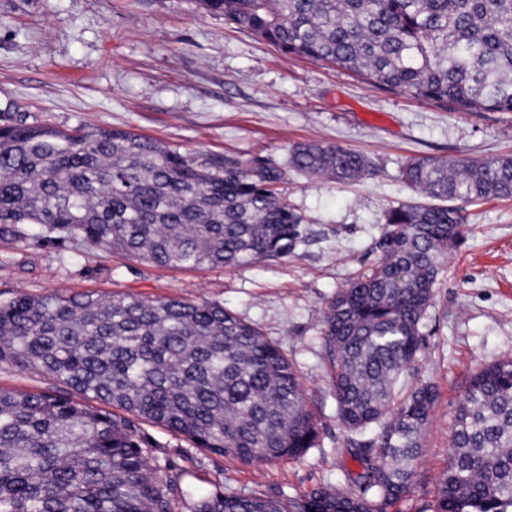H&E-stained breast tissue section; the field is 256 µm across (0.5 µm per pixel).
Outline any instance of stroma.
Instances as JSON below:
<instances>
[{"mask_svg":"<svg viewBox=\"0 0 512 512\" xmlns=\"http://www.w3.org/2000/svg\"><path fill=\"white\" fill-rule=\"evenodd\" d=\"M62 129H127L183 151L284 164L299 142L339 145L374 172L344 184L295 173L284 189L301 216L294 252L232 269L160 267L71 243L0 239V302L54 291L219 302L257 326L297 368L319 445L260 467L142 424L204 490L301 497L343 483L352 435L336 418L322 312L381 257L384 214L415 200L401 178L414 155L478 162L512 155V112L452 111L287 55L194 0H0V113ZM423 321L407 381L438 392L408 494L388 512H432L450 427L473 372L512 359V199L467 206Z\"/></svg>","mask_w":512,"mask_h":512,"instance_id":"35a3bbf8","label":"stroma"}]
</instances>
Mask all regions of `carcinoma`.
I'll return each instance as SVG.
<instances>
[{"label": "carcinoma", "mask_w": 512, "mask_h": 512, "mask_svg": "<svg viewBox=\"0 0 512 512\" xmlns=\"http://www.w3.org/2000/svg\"><path fill=\"white\" fill-rule=\"evenodd\" d=\"M282 51L463 112H512V0H198ZM339 182L367 156L292 145L284 165L183 153L104 127L0 118V238L72 241L163 266L232 268L292 253L301 217L288 170ZM402 180L432 200L512 198V155L476 164L410 157ZM458 208L385 215L380 263L328 302L336 415L362 486L302 498L194 487L139 422L245 465L302 457L319 430L276 343L218 303L20 294L0 302V363L65 389H0V512H387L409 493L436 400L399 385L422 343L437 276L462 237ZM87 399L99 401L90 406ZM434 512H512V359L478 369L459 403Z\"/></svg>", "instance_id": "1"}]
</instances>
